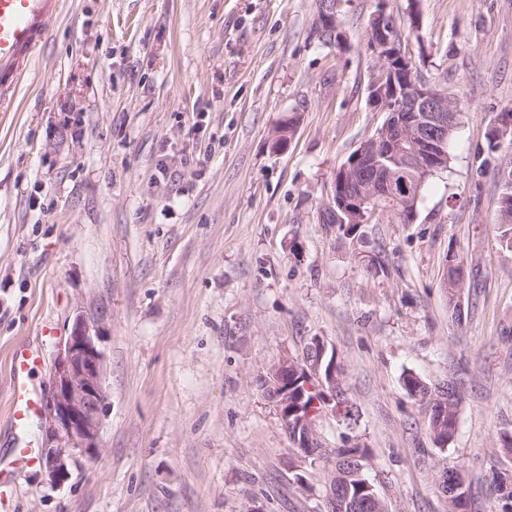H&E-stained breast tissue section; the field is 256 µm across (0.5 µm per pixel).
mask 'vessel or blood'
Here are the masks:
<instances>
[{"mask_svg":"<svg viewBox=\"0 0 512 512\" xmlns=\"http://www.w3.org/2000/svg\"><path fill=\"white\" fill-rule=\"evenodd\" d=\"M60 0H0V104L12 100L18 80L34 58L50 17L59 12ZM14 372L10 399V419L18 434H26L37 417L40 397L29 379L45 366L44 357L35 351L15 350L11 358ZM38 464L31 445L16 447L8 466H0V503H9L18 476Z\"/></svg>","mask_w":512,"mask_h":512,"instance_id":"vessel-or-blood-1","label":"vessel or blood"}]
</instances>
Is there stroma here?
Returning a JSON list of instances; mask_svg holds the SVG:
<instances>
[{
    "mask_svg": "<svg viewBox=\"0 0 512 512\" xmlns=\"http://www.w3.org/2000/svg\"><path fill=\"white\" fill-rule=\"evenodd\" d=\"M346 0V42L317 45V0H63L0 112V459L12 352L53 360L76 312L99 318L100 449L50 483L25 474L12 512H319L324 478L292 450L260 388L311 337L336 351L356 423L326 416L325 445L370 450L388 512H446L442 471L469 512H502L512 472V249L501 187L481 163L512 110V0H417L405 30L419 74L461 102L447 169L414 223L353 232L322 220L336 170L383 122L368 100L366 23ZM293 141L272 147L289 113ZM467 286L448 304L443 271ZM413 372L455 382L458 430L433 441ZM305 484H298L296 475ZM503 193V192H502ZM502 193L498 198V230L501 242L507 248H512V202L511 199L502 201Z\"/></svg>",
    "mask_w": 512,
    "mask_h": 512,
    "instance_id": "35a3bbf8",
    "label": "stroma"
}]
</instances>
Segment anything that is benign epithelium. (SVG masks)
Masks as SVG:
<instances>
[{
	"label": "benign epithelium",
	"instance_id": "1",
	"mask_svg": "<svg viewBox=\"0 0 512 512\" xmlns=\"http://www.w3.org/2000/svg\"><path fill=\"white\" fill-rule=\"evenodd\" d=\"M336 21V10L320 7L313 22L314 34L332 30L337 43H343L346 35ZM366 43L375 61L372 72H380V78L370 84V102L381 109L395 101L399 109L385 125L382 150L373 153L368 146H362L343 171L351 168L362 173L385 160L399 168L405 179L398 187L392 182L368 183L366 189L356 192L350 183L333 182L327 195L328 208L342 223L348 219L353 224H364L365 208L374 201L392 199L399 190L404 197L411 195L418 187V175L433 172L442 165L447 156L448 136L456 129L460 115L459 107L447 100L434 83L421 76L411 78L413 60L404 51L403 31L388 19L386 10L381 9L370 17ZM97 336L94 322L83 313H77L69 336L53 361L52 391L44 404L40 428L43 437L41 467L54 484L69 479V467L77 458H91L99 451L106 395L104 355L96 343ZM313 343L319 355L307 363V375L319 386L330 405L335 401L336 368H331L326 375L321 373L326 346L318 338ZM289 364L288 357L283 356L269 368L275 378L273 395L285 421L290 403L288 393L292 390L288 386ZM290 424L303 430V440L296 441L302 454L307 458L317 457L321 440L311 415L297 417ZM323 500L340 512H365L368 506L358 498L351 499L331 488L324 493Z\"/></svg>",
	"mask_w": 512,
	"mask_h": 512
}]
</instances>
